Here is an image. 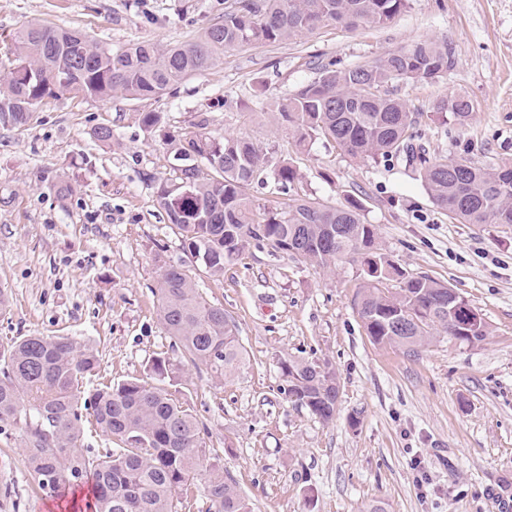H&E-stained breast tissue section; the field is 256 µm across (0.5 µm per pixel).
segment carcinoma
<instances>
[{"instance_id":"obj_1","label":"carcinoma","mask_w":512,"mask_h":512,"mask_svg":"<svg viewBox=\"0 0 512 512\" xmlns=\"http://www.w3.org/2000/svg\"><path fill=\"white\" fill-rule=\"evenodd\" d=\"M410 0H224V19L191 41L159 49L133 43L114 47L59 25H28L15 37V59L0 82V122L24 125L47 98L74 92L106 100L116 93L160 98L185 77L204 72L224 51L251 44L284 43L330 23L381 27L409 8ZM454 52L448 39L425 40L362 65L321 67L314 81L280 101L261 99L260 110L281 119L300 148L322 137L358 162L397 160L418 176L433 204L461 224H512V162L493 167L431 156L415 144L422 116L388 92L399 82L432 81L448 74ZM432 111L465 125L475 111L465 95L444 96ZM202 117L180 138L164 136L177 161L175 180L155 184L156 197L198 271L224 275L246 248L268 247L314 268L349 260L363 283L354 303L376 344L416 350L434 336L473 345L489 335L471 320L463 301L448 311V284L409 276L377 242L354 199L327 206L311 197L290 198L256 219L248 190L274 185L288 194L296 166L274 163L254 143L207 131ZM394 283L389 288L387 284ZM158 317L177 338L183 358L232 377L246 364L244 347L224 308L209 303L183 265L158 260ZM99 368L94 346L71 336H21L0 348V421L23 430L26 458L39 489L58 499L92 482V512H178L196 486L207 512H253L224 471L202 466L207 443L192 412L167 388L138 378L101 383L81 397L83 380ZM284 393L313 415L330 421L339 386L328 364L282 362ZM163 381L175 377L167 359L153 362ZM115 447L101 455L81 448L83 415Z\"/></svg>"}]
</instances>
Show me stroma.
Returning a JSON list of instances; mask_svg holds the SVG:
<instances>
[{"mask_svg": "<svg viewBox=\"0 0 512 512\" xmlns=\"http://www.w3.org/2000/svg\"><path fill=\"white\" fill-rule=\"evenodd\" d=\"M224 0H0V75L13 34L34 23L88 32L113 45L190 40L223 16ZM448 39L455 65L395 94L422 117L429 153L489 167L512 160V0H410L383 27L338 24L286 43L225 52L161 98L70 93L44 101L26 125L0 124V346L40 333L93 344L100 360L83 389L149 379L154 359L177 363V399L201 423L207 464L223 469L253 512H512V225L461 224L439 211L397 162L363 163L334 144L299 150L254 94L285 98L323 65L365 64L423 40ZM476 104L459 126L432 112L444 95ZM200 118L217 136L271 148L322 203L360 201L385 253L410 275L447 283L490 327L480 343L445 336L410 352L378 345L354 308L359 263L319 270L255 246L220 278L198 277L234 322L246 365L234 377L182 361L157 316V257L192 269L157 203L173 180L160 138ZM106 125L112 142L91 131ZM329 362L340 399L325 422L283 392L282 361ZM30 467L18 428L0 421V512H57Z\"/></svg>", "mask_w": 512, "mask_h": 512, "instance_id": "stroma-1", "label": "stroma"}]
</instances>
